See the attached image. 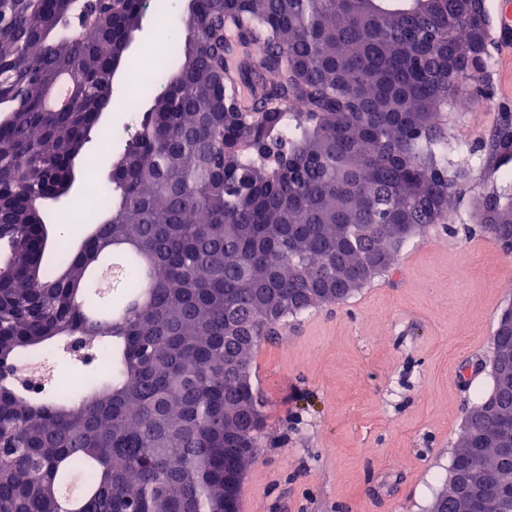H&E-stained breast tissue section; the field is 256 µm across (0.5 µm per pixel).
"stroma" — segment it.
I'll return each mask as SVG.
<instances>
[{
	"label": "stroma",
	"instance_id": "35a3bbf8",
	"mask_svg": "<svg viewBox=\"0 0 512 512\" xmlns=\"http://www.w3.org/2000/svg\"><path fill=\"white\" fill-rule=\"evenodd\" d=\"M169 42L144 17L128 50L138 67L116 73L119 105L102 117L113 154L149 107L129 109L126 89L141 72L173 65ZM488 55L487 98L448 112L450 143L472 144L479 157L473 179L455 188L449 221L426 226L347 299L285 318L255 350L266 425L242 512H427L446 486L466 413L492 387L482 364L512 307V252L474 220L512 174V159L488 156L512 115L496 47Z\"/></svg>",
	"mask_w": 512,
	"mask_h": 512
}]
</instances>
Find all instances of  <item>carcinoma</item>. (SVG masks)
<instances>
[{
  "instance_id": "carcinoma-1",
  "label": "carcinoma",
  "mask_w": 512,
  "mask_h": 512,
  "mask_svg": "<svg viewBox=\"0 0 512 512\" xmlns=\"http://www.w3.org/2000/svg\"><path fill=\"white\" fill-rule=\"evenodd\" d=\"M146 0H0V361L89 336L105 371L22 397L0 386V512H224L228 472L263 423L232 372L282 319L340 302L450 217L448 109L484 83V0H189L176 65L112 165L101 224L71 252L44 203L68 198L110 73ZM92 30L96 38L83 37ZM512 155V122L494 138ZM479 221L512 234V199ZM113 244L132 247L119 305ZM144 296L133 307L130 299ZM477 427L504 425L498 411ZM509 467L477 438L460 456ZM473 512H496L493 486Z\"/></svg>"
}]
</instances>
